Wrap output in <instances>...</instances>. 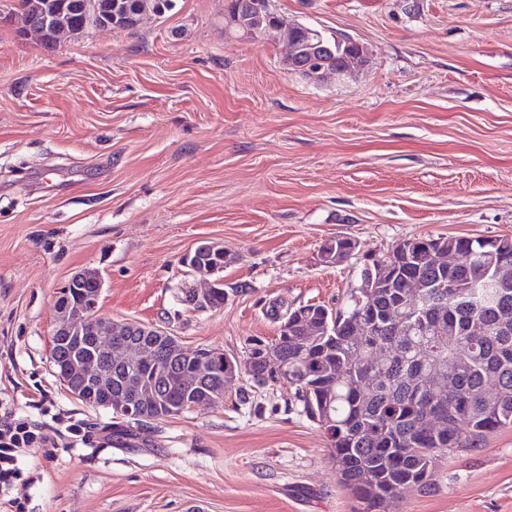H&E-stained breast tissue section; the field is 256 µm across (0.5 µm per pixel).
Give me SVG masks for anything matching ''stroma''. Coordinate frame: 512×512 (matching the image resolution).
I'll use <instances>...</instances> for the list:
<instances>
[{
  "instance_id": "obj_1",
  "label": "stroma",
  "mask_w": 512,
  "mask_h": 512,
  "mask_svg": "<svg viewBox=\"0 0 512 512\" xmlns=\"http://www.w3.org/2000/svg\"><path fill=\"white\" fill-rule=\"evenodd\" d=\"M365 46L317 82L270 33L229 38L224 0L45 48L0 22V399L55 446L11 494L29 512H357L330 440L287 388L128 425L50 362L54 300L83 269L115 322L245 356L271 303L342 307L366 257L421 236L512 235V0H273ZM347 237L345 262L321 248ZM242 286L219 310L181 257L203 242ZM79 435L68 431L69 425ZM384 512H512V425L439 457ZM221 280H213L209 283L207 288L198 290L195 288H182L181 291L184 295L183 300L189 306H192L194 310L198 311H207V310H217L221 309L224 306H216L214 304V299L212 294L217 288L216 299L218 303H224L225 296L229 295V291L224 290V281L221 284L220 288H218V284H220Z\"/></svg>"
}]
</instances>
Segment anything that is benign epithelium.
<instances>
[{"instance_id":"1","label":"benign epithelium","mask_w":512,"mask_h":512,"mask_svg":"<svg viewBox=\"0 0 512 512\" xmlns=\"http://www.w3.org/2000/svg\"><path fill=\"white\" fill-rule=\"evenodd\" d=\"M236 27L243 29L240 36L253 40L269 31L279 32L287 45L284 63L288 70L315 80L349 73L366 61L363 46L344 38L336 40L347 45L341 63L329 68L319 66L313 58L328 46L323 44L321 34L301 24L286 27L270 20L264 28H249L240 22L239 13H224L225 30L232 32ZM209 248V243L199 244L182 257V265L195 272L213 273L204 263ZM92 280L96 281V290L87 293L84 286ZM218 284L220 281L214 280L201 290L184 288L183 300L198 311L216 310L212 294ZM101 288L100 276L86 269L68 280L59 293L62 300L54 303L52 343L64 355L51 356V363L56 377L83 403L97 406L104 400L113 412L137 418L140 410L177 393L200 391L213 376H224V385L228 386L242 379L243 374L253 373L251 358L232 357L212 348L200 349L194 365L183 369L170 355L181 348L173 333L134 320L121 324L98 321ZM262 359L274 369L276 381L288 385V361L270 351L262 354Z\"/></svg>"}]
</instances>
